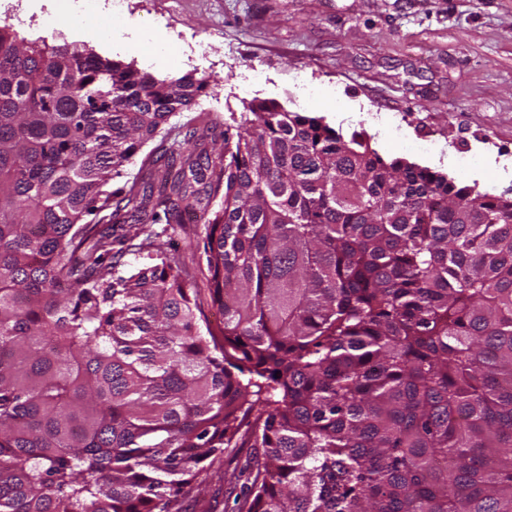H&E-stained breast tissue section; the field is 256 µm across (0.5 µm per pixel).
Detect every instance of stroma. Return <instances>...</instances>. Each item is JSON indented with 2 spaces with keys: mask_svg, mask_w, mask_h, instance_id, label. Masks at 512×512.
I'll return each mask as SVG.
<instances>
[{
  "mask_svg": "<svg viewBox=\"0 0 512 512\" xmlns=\"http://www.w3.org/2000/svg\"><path fill=\"white\" fill-rule=\"evenodd\" d=\"M112 2L98 0L100 30L78 36L45 29V16L68 15L64 0H0V26L29 41L84 43L161 78L207 79L192 109L170 119L177 131L274 99L466 185L484 156L512 160V0ZM203 237V225L186 224L158 243L188 269L215 327L221 315L198 264ZM256 454L227 449L199 472L180 512H224L236 494L225 473Z\"/></svg>",
  "mask_w": 512,
  "mask_h": 512,
  "instance_id": "stroma-1",
  "label": "stroma"
}]
</instances>
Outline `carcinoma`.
I'll list each match as a JSON object with an SVG mask.
<instances>
[{
    "label": "carcinoma",
    "instance_id": "carcinoma-1",
    "mask_svg": "<svg viewBox=\"0 0 512 512\" xmlns=\"http://www.w3.org/2000/svg\"><path fill=\"white\" fill-rule=\"evenodd\" d=\"M206 85L0 27V512H176L228 448L239 512H512V197L272 101L170 138ZM190 212L216 331L163 251L112 279ZM159 139L150 142L142 151L135 156L129 163L125 165L122 171L121 177L111 179L105 186L104 190L107 194L112 195V192L121 188L127 180H131L136 174L139 173V169L144 161H147L149 152L159 144Z\"/></svg>",
    "mask_w": 512,
    "mask_h": 512
}]
</instances>
